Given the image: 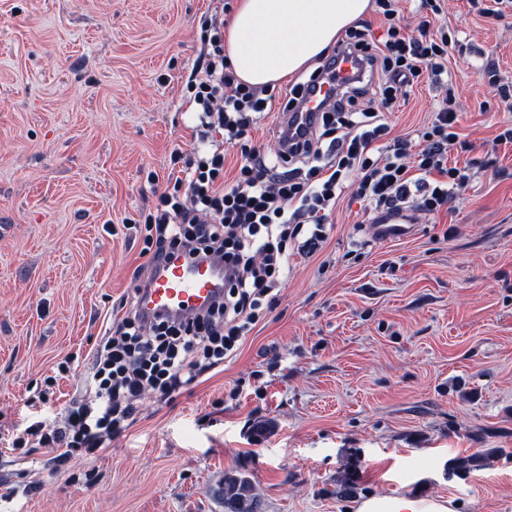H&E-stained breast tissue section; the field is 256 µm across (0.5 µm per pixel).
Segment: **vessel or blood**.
<instances>
[{
    "instance_id": "vessel-or-blood-1",
    "label": "vessel or blood",
    "mask_w": 512,
    "mask_h": 512,
    "mask_svg": "<svg viewBox=\"0 0 512 512\" xmlns=\"http://www.w3.org/2000/svg\"><path fill=\"white\" fill-rule=\"evenodd\" d=\"M365 77L366 66L357 53L339 49L335 69L316 81L294 111L283 114V124L293 129L309 128L319 112L334 102L342 90ZM409 217V210L393 211L374 230L387 239L408 235L412 231ZM223 293V267L184 254L162 262L153 270L141 292V306L149 316L165 314L182 319L201 313Z\"/></svg>"
}]
</instances>
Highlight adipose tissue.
I'll list each match as a JSON object with an SVG mask.
<instances>
[{
	"label": "adipose tissue",
	"mask_w": 512,
	"mask_h": 512,
	"mask_svg": "<svg viewBox=\"0 0 512 512\" xmlns=\"http://www.w3.org/2000/svg\"><path fill=\"white\" fill-rule=\"evenodd\" d=\"M370 0H237L224 52L237 79L269 87L292 76L362 18ZM356 512H456L452 499L374 495Z\"/></svg>",
	"instance_id": "ef3b65f1"
}]
</instances>
